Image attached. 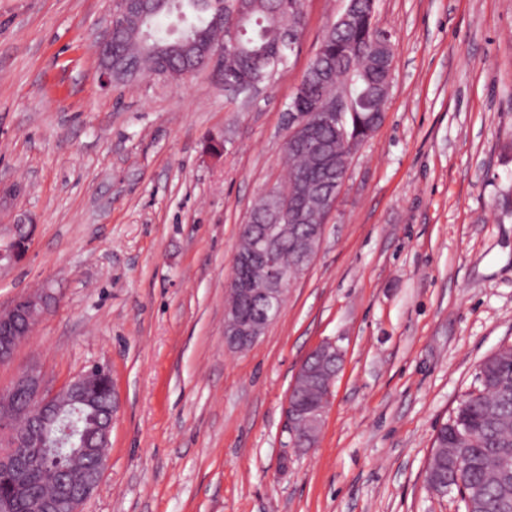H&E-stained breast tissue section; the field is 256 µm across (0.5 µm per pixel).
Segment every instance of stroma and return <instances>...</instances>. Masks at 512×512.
<instances>
[{
	"label": "stroma",
	"instance_id": "35a3bbf8",
	"mask_svg": "<svg viewBox=\"0 0 512 512\" xmlns=\"http://www.w3.org/2000/svg\"><path fill=\"white\" fill-rule=\"evenodd\" d=\"M343 6L306 0L287 67L231 102L209 69L104 86L110 0H0V243L34 220L0 309L53 295L0 389L108 366L120 412L83 512H464L425 470L512 345V0H376L384 118L278 316L224 346L241 226L288 178L287 108ZM326 340L343 364L316 447L295 448L288 391Z\"/></svg>",
	"mask_w": 512,
	"mask_h": 512
}]
</instances>
